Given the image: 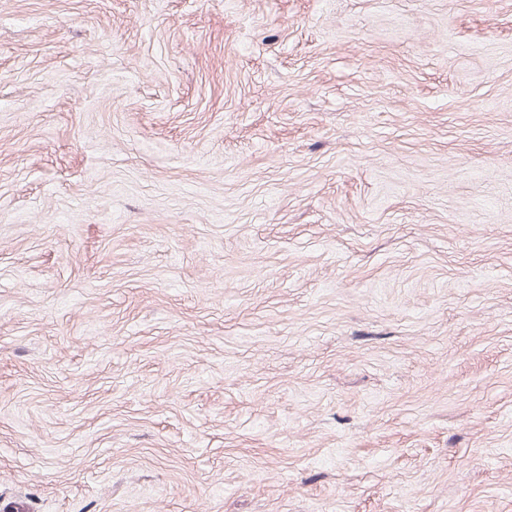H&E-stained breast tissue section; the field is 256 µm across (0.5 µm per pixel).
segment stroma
<instances>
[{"instance_id":"obj_1","label":"stroma","mask_w":512,"mask_h":512,"mask_svg":"<svg viewBox=\"0 0 512 512\" xmlns=\"http://www.w3.org/2000/svg\"><path fill=\"white\" fill-rule=\"evenodd\" d=\"M0 512H512V0H0Z\"/></svg>"}]
</instances>
